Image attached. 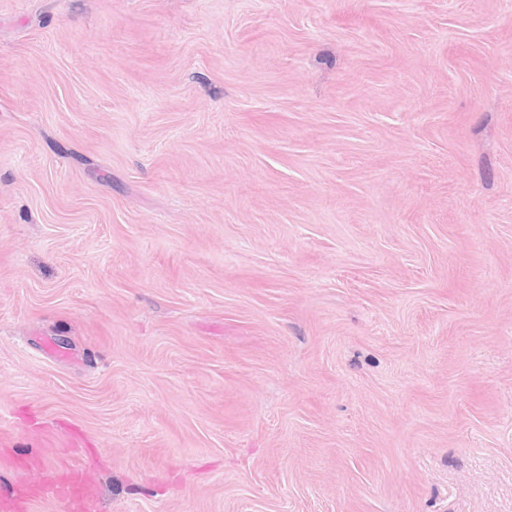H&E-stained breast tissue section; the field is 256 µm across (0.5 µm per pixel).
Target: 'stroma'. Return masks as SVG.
<instances>
[{"label":"stroma","instance_id":"1","mask_svg":"<svg viewBox=\"0 0 512 512\" xmlns=\"http://www.w3.org/2000/svg\"><path fill=\"white\" fill-rule=\"evenodd\" d=\"M28 457L512 512V0H0V497Z\"/></svg>","mask_w":512,"mask_h":512}]
</instances>
